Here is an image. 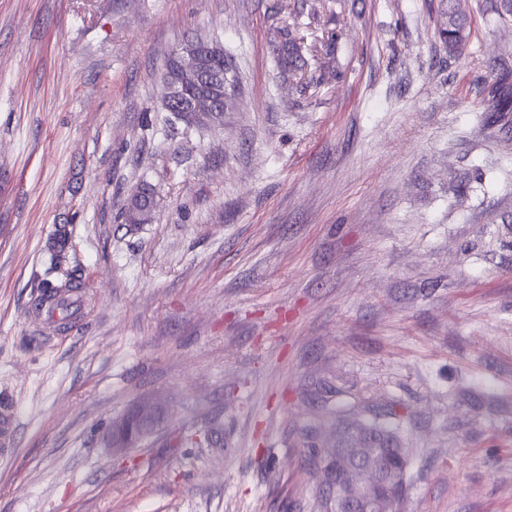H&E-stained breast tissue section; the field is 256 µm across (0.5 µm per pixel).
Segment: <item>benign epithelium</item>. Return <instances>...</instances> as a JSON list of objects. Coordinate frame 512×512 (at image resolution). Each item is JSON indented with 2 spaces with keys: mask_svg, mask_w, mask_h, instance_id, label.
I'll return each instance as SVG.
<instances>
[{
  "mask_svg": "<svg viewBox=\"0 0 512 512\" xmlns=\"http://www.w3.org/2000/svg\"><path fill=\"white\" fill-rule=\"evenodd\" d=\"M222 57L224 47L217 42L196 37L180 43L171 54V64L162 73L167 110L181 112L193 123H224V113L232 111L236 94L224 92L222 77L207 69V60ZM203 86L204 93L188 104L181 102L187 91ZM156 425V403L146 399L112 427L108 447L114 451L134 448ZM318 473L321 487L336 512H392L394 501L381 493L379 487L385 482L399 485L405 470L386 469L381 449L368 445L354 452L344 448L325 449Z\"/></svg>",
  "mask_w": 512,
  "mask_h": 512,
  "instance_id": "7a95c632",
  "label": "benign epithelium"
}]
</instances>
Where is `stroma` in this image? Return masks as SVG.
<instances>
[{"mask_svg": "<svg viewBox=\"0 0 512 512\" xmlns=\"http://www.w3.org/2000/svg\"><path fill=\"white\" fill-rule=\"evenodd\" d=\"M462 6L451 54L439 0H0V512H320L307 449L366 442L354 404L406 450L394 512H512V17ZM195 36L239 79L220 125L162 103ZM442 21L438 35L450 53L458 51L470 37L471 25L466 14H461L456 8V0L443 1L441 12ZM274 51L281 65L282 74L296 75L303 69L305 62L300 52V38L291 35L288 30L280 32L275 38ZM16 440V414L8 397L0 396V456L13 451ZM157 425V406L152 400L146 399L130 410L118 425H113L108 447L112 451L135 448L142 437L151 432Z\"/></svg>", "mask_w": 512, "mask_h": 512, "instance_id": "stroma-1", "label": "stroma"}]
</instances>
